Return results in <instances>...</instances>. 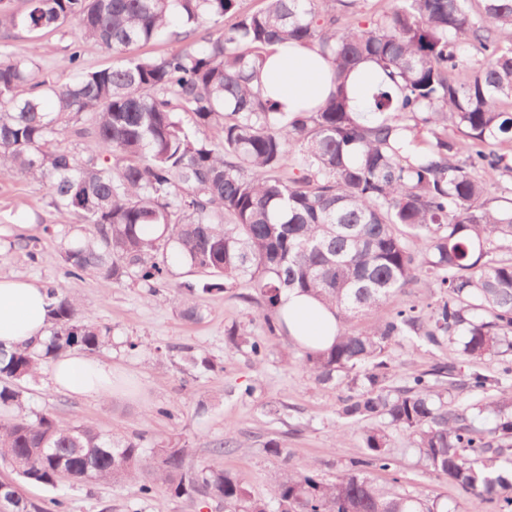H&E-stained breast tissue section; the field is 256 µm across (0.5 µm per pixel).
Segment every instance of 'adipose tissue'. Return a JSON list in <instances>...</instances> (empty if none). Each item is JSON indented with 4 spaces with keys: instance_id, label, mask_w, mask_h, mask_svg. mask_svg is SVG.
I'll return each instance as SVG.
<instances>
[{
    "instance_id": "ef3b65f1",
    "label": "adipose tissue",
    "mask_w": 512,
    "mask_h": 512,
    "mask_svg": "<svg viewBox=\"0 0 512 512\" xmlns=\"http://www.w3.org/2000/svg\"><path fill=\"white\" fill-rule=\"evenodd\" d=\"M382 72L373 63L360 64L347 80L352 111L363 112L372 93L381 84ZM254 86L279 111L296 116L313 111L335 89L330 63L316 50L302 45L277 44L269 48ZM51 300L36 283L0 277V348L12 350L45 341ZM285 318L290 341L312 349L332 345L338 332L332 311L314 298L286 294L279 309ZM114 374L110 366L80 353L54 362L52 383L62 393L85 397L108 394Z\"/></svg>"
}]
</instances>
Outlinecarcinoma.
<instances>
[{
  "label": "carcinoma",
  "instance_id": "1",
  "mask_svg": "<svg viewBox=\"0 0 512 512\" xmlns=\"http://www.w3.org/2000/svg\"><path fill=\"white\" fill-rule=\"evenodd\" d=\"M0 0V29L35 36L77 24L123 63L62 83L36 66L35 47L0 49V173L47 183L59 224L80 223L64 244L69 275L121 284L155 297L170 286L169 262L198 276L179 288L181 315L197 298L244 283L262 303L272 336H284L281 295L298 289L334 310L331 348L297 347L319 382L363 380L341 414L365 423L366 453L328 483L307 467L283 470L275 505L240 475L194 466L169 442L145 450L94 425H65L46 412L0 421V459L25 482L109 480L140 497L162 485L175 498L216 501L224 512H450L436 498L384 492L370 476L394 462L389 429L414 439L426 469L459 484L473 502L497 497L512 512V393L481 404L444 394L497 390V376L440 364L402 387L386 385L389 345L422 334L440 345L464 338L470 359L512 355V262L495 259L496 239L512 240V199L492 205L487 183L512 173L495 147L512 141V0H396L362 29L361 0ZM176 46L160 57L129 55L164 34ZM318 48L336 91L294 120L254 90L266 48ZM473 48L484 61L464 67ZM385 73L369 112L350 111L346 81L362 62ZM54 102L44 108L43 99ZM470 141L465 158L448 126ZM90 139L81 156L65 137ZM423 246L413 254L406 240ZM440 289L430 328L413 306L364 331L368 316L418 273ZM50 336L39 347L0 349V408L22 409V382L68 353L108 341L84 323L61 286ZM11 512H45L20 495Z\"/></svg>",
  "mask_w": 512,
  "mask_h": 512
}]
</instances>
